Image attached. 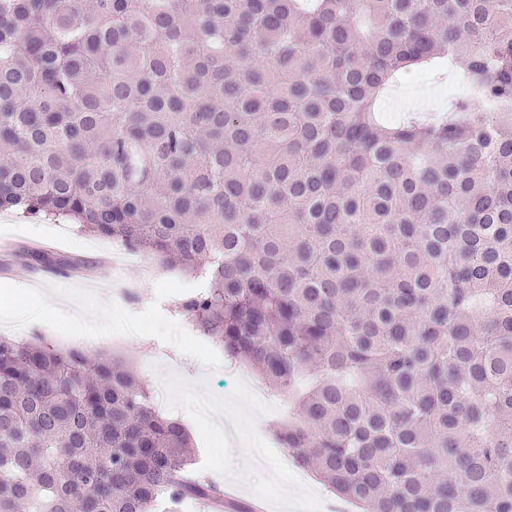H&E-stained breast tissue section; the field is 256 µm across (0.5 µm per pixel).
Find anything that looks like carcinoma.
I'll use <instances>...</instances> for the list:
<instances>
[{
  "instance_id": "1",
  "label": "carcinoma",
  "mask_w": 512,
  "mask_h": 512,
  "mask_svg": "<svg viewBox=\"0 0 512 512\" xmlns=\"http://www.w3.org/2000/svg\"><path fill=\"white\" fill-rule=\"evenodd\" d=\"M458 94L381 105L405 73ZM210 275L184 320L362 512H512V0H0V209ZM120 361L0 336V512H163Z\"/></svg>"
}]
</instances>
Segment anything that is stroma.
<instances>
[{
	"label": "stroma",
	"mask_w": 512,
	"mask_h": 512,
	"mask_svg": "<svg viewBox=\"0 0 512 512\" xmlns=\"http://www.w3.org/2000/svg\"><path fill=\"white\" fill-rule=\"evenodd\" d=\"M2 242L13 250L0 252V265L13 266L15 272L0 276L1 335L36 337L58 349L78 348L86 330L77 315L96 314L94 329L106 337L111 357L153 385L159 408L186 427L196 476L230 491L245 507L260 499L266 512H314L312 499L327 492L312 473L282 455L273 429L284 421L283 411H260L236 400V375L225 368L222 349L197 337L174 311L173 300L197 288L196 280L162 264L150 280L142 279L134 267L113 270L107 284L94 289L81 286L65 268L55 278H41V264L26 258L36 243L52 244L56 254L86 270L100 254L75 224L19 208L0 210ZM130 287L137 291L135 304L113 303V289ZM204 399L223 410L237 440H225L213 421L198 412Z\"/></svg>",
	"instance_id": "obj_1"
}]
</instances>
